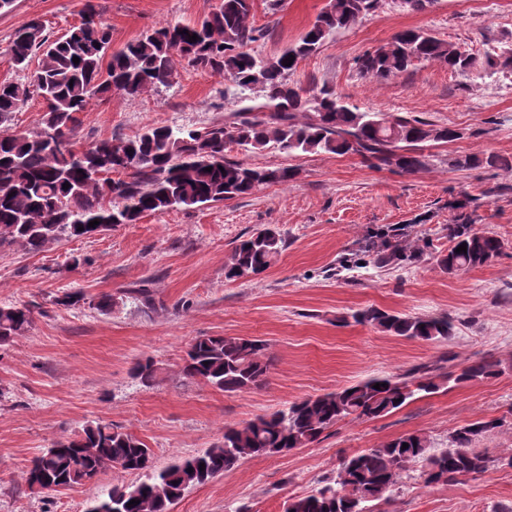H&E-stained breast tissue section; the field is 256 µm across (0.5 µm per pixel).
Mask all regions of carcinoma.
<instances>
[{
  "label": "carcinoma",
  "mask_w": 512,
  "mask_h": 512,
  "mask_svg": "<svg viewBox=\"0 0 512 512\" xmlns=\"http://www.w3.org/2000/svg\"><path fill=\"white\" fill-rule=\"evenodd\" d=\"M379 2L331 0L300 41L274 57H262L252 48L263 37V31L249 22L252 0H221L200 21L148 30L118 51L111 50V27L93 0H86L80 23L56 39L50 38L40 19H31L15 33L7 52L16 67L23 69L35 58L37 68L26 84L0 82V249L17 245L36 253L51 241L90 236L116 224H134L146 214L218 203L295 179L297 171L290 167H256L225 158L233 145L245 152L273 147L288 154H352L370 167L406 173L428 168L430 156L424 154V145L454 141L459 132L415 116L359 112L332 90L308 91L289 81L301 59L330 35L375 11ZM193 34L197 40L191 42ZM176 55L193 67L224 74L243 91L256 89L258 95L228 120L202 129L157 125L132 138L76 146L78 115L94 98L112 91L138 96L170 84ZM291 55L293 63L283 65ZM416 60L438 62L462 73L477 66L470 54L414 29L365 52L357 66L366 77L386 80ZM34 94L45 107V129L64 143L60 149L43 147L39 132H11L5 126ZM448 164L457 170H512V158L496 153L459 154ZM65 183L69 188H63ZM94 220L99 225L89 226ZM446 230L451 246L436 259L450 275L485 265L503 252L504 244L474 230L466 213L458 214L457 223ZM379 238L377 261L385 265L417 262L428 248L426 243L407 247L396 233L382 231ZM462 244L467 252H456ZM284 248L285 240L276 230H257L240 240L224 260L225 279L245 280L263 273ZM352 318L392 336L423 341L452 336L453 324L446 316H408L371 306ZM31 323L25 305L0 306V345ZM265 350L259 339L201 336L190 345L183 374L225 392L250 390L265 380ZM499 373L500 362L482 358L453 377L423 368L406 377L368 378L229 427L223 444L161 470L153 467L151 449L142 439L91 421L37 456L26 481L33 490L70 487L117 464L140 473L138 483L106 490L88 512H100L104 503L112 505L113 512H171L188 487L210 481L244 458L304 448L343 419H376L450 382L482 381ZM502 424L496 418L455 428L448 433V447L439 452L431 450L426 434L406 433L342 460L332 480L309 495L288 498L283 512H375L377 505L392 500L412 464L420 465L426 485L477 477L489 469L491 459L474 445ZM133 499L139 504L129 505Z\"/></svg>",
  "instance_id": "cac0c4a2"
}]
</instances>
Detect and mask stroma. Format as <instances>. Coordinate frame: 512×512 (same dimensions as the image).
Segmentation results:
<instances>
[{"instance_id":"35a3bbf8","label":"stroma","mask_w":512,"mask_h":512,"mask_svg":"<svg viewBox=\"0 0 512 512\" xmlns=\"http://www.w3.org/2000/svg\"><path fill=\"white\" fill-rule=\"evenodd\" d=\"M120 49L143 31L207 16L219 0H97ZM330 0H284L270 10L253 0L250 22L264 32L253 48L273 57L296 43ZM85 0H16L0 14V81L27 82L7 47L30 19L58 37L80 20ZM421 29L466 50L479 65L459 73L416 61L385 81L363 77L356 60L399 31ZM512 47V0H435L422 11L381 0L357 24L339 30L302 59L290 75L305 88L333 89L361 112L406 113L456 129L459 139L431 144L433 164L404 173L368 167L354 155L287 154L269 148L227 158L258 167H292L296 178L254 194L144 215L89 237L48 243L40 252L0 249V305L32 310L27 331L0 345V512H86L103 490L136 484L135 474L112 468L57 490L30 489L32 460L53 441L98 421L139 436L161 469L223 443L224 430L333 392L370 376H401L426 364L448 373L480 358L502 364L491 379L409 402L386 416L347 418L319 442L284 456L248 457L210 482L189 488L171 512H282L291 496L308 494L336 474L346 457L419 431L433 449L449 432L477 420L504 418L479 447L494 458L482 476L425 485L411 465L397 485L393 512H500L512 506V173L457 170L458 154L512 156V71L487 67V54ZM173 82L130 97L112 92L79 115L75 140L89 146L130 138L153 125L200 129L224 121L240 106L239 91L223 75L176 60ZM475 229L504 244L502 255L458 275L444 273L434 255L447 250L446 225L455 205ZM396 225L403 242L429 241L413 264L378 265L370 236ZM269 227L287 242L264 274L224 278L234 243ZM366 251L365 267L339 270L344 257ZM150 291L142 302L137 290ZM80 292L82 301L57 299ZM111 295L112 309L95 307ZM370 306L410 316L448 315L445 342L408 340L370 325H342L341 316ZM265 341L271 367L257 389L224 392L186 378L182 360L199 336ZM149 359L156 380L132 374Z\"/></svg>"}]
</instances>
